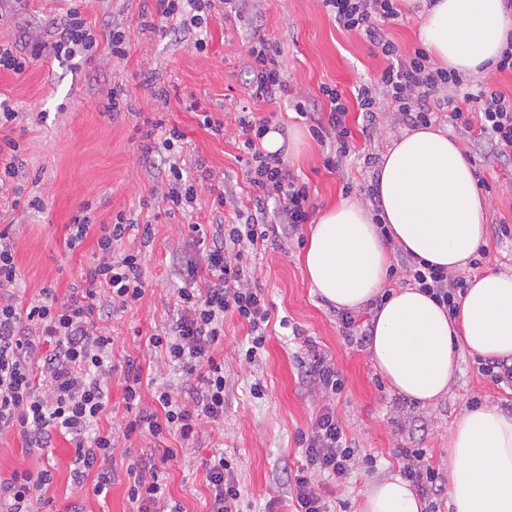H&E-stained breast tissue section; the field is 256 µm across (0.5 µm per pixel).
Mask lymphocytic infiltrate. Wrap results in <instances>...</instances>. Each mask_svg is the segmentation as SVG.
I'll list each match as a JSON object with an SVG mask.
<instances>
[{"mask_svg": "<svg viewBox=\"0 0 512 512\" xmlns=\"http://www.w3.org/2000/svg\"><path fill=\"white\" fill-rule=\"evenodd\" d=\"M84 0H70L65 12L53 18L46 35H36L28 23L18 22L11 37L0 38V71L16 75L47 54L73 57L92 51L97 37L83 15ZM216 0H155L153 11H142L144 29L201 27L203 9ZM338 25L362 32L389 59L374 86H360L357 93L364 112L362 132L372 136L378 117L373 109L374 90H382L396 106L399 123L409 127L429 125L436 116L435 103L450 105L453 125L472 133L478 151L502 163L512 162V101L494 90L463 92L464 79L454 71L433 68L421 49L413 55L400 53L385 38L380 21L395 19V0H322ZM245 81L252 99L272 101L288 92L280 51L265 39L252 42L246 58ZM323 93L330 102L326 112L298 101L300 117L310 119L319 142L334 140V154L326 156L327 169H337L351 151V130L346 124L348 108L341 93L332 87ZM470 102V110L454 104L455 95ZM271 125L266 117L248 112L239 121V135L249 158L246 179L254 190L240 201L232 187L219 190L212 202L216 215L233 210L237 221L217 226L203 260L178 254L174 262L183 285L176 291L170 321L161 333L150 336V345L161 352L165 366L178 371L179 387L159 386L156 406L142 403V368L127 362L124 396L137 406L134 418L124 426L102 431L97 422L108 406V382L112 377V339L104 323L112 313L142 301L146 282L142 253H115V242L140 232L150 239V225L135 226L124 215L110 224L96 223L91 206H83L67 226L66 243L76 248L89 235H96V261L81 273L66 300L44 287L30 303L19 302L15 289L21 280L8 230L0 231V433L18 429L30 452L50 447L54 434L70 436L77 467V486L91 484L101 492L117 476L114 451L133 435L159 441L178 435L189 445L203 422L224 418V361L215 355L224 340V318L234 315L248 327L247 361H255L263 349L270 323L268 304L262 292L251 288L252 258L258 250L275 245L295 233L310 217L308 191L290 173L281 154L265 153L261 139ZM17 138H0V190L13 194L12 209L41 210L43 200L24 194ZM202 171L200 178L186 175L178 163H169L158 194L166 211H187L197 198V180H213ZM276 204V221L267 223L269 204ZM399 266L421 290L429 293L449 314H456L457 295L463 292V277L449 276L444 269L421 264L411 256L399 258ZM303 463L293 476L294 512H328L324 495L315 488L313 475L346 477L354 465L355 450L347 444L344 430L330 407H323L310 432L301 438ZM178 449L147 453L128 465L129 499L136 512H181L166 496L161 465L177 458ZM214 496L210 512H239L241 490L230 460L215 457L206 471ZM49 471L13 472L0 480V512H43Z\"/></svg>", "mask_w": 512, "mask_h": 512, "instance_id": "obj_1", "label": "lymphocytic infiltrate"}]
</instances>
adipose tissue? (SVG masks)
Masks as SVG:
<instances>
[{"mask_svg":"<svg viewBox=\"0 0 512 512\" xmlns=\"http://www.w3.org/2000/svg\"><path fill=\"white\" fill-rule=\"evenodd\" d=\"M419 39L435 67L480 75L495 66L512 15L504 0H428ZM371 200L345 199L310 228L303 263L312 288L339 310L380 298L368 345L378 373L406 400L431 405L447 393L462 352L512 357V273L470 279L456 318L418 286L388 288L394 250L464 269L487 243L488 202L463 145L435 127L394 137ZM452 512H512V415L468 408L448 433ZM412 486L394 475L371 484L362 512H422Z\"/></svg>","mask_w":512,"mask_h":512,"instance_id":"adipose-tissue-1","label":"adipose tissue"}]
</instances>
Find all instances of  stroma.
Instances as JSON below:
<instances>
[{"mask_svg":"<svg viewBox=\"0 0 512 512\" xmlns=\"http://www.w3.org/2000/svg\"><path fill=\"white\" fill-rule=\"evenodd\" d=\"M64 6V0H5L0 6V36L14 34L15 14L34 16L44 27ZM141 10L140 0H86L84 5L85 16L98 31L125 32L124 60L113 61L103 42L89 60L50 54L22 76L0 72V95L34 119L23 139L22 183L45 203L39 213L0 210V229L9 228L23 274L17 290L20 299L30 300L43 287L66 299L81 270L92 263L95 237L74 250L65 243L70 219L84 202L96 204L98 221L108 224L122 213L152 227L150 242L129 237L117 244L121 251H143L146 293L141 304L115 312L106 323L115 370L108 384L109 407L99 423L104 431L119 427L131 415L121 372L126 361L143 369L145 402H152L156 384H179V375L165 368L148 338L166 326L174 291L182 285L172 263L173 250L182 246L202 253L189 226H209L216 219L211 210L214 194L206 186L199 189L192 213L168 214L155 203L162 174L141 160L137 133L156 107L152 87L169 90L165 119L184 135L181 158L187 167L204 162L215 174L224 175L243 198L252 189L238 160L242 106L271 118L277 128L305 131L299 153L285 155L284 160L306 183L314 218L342 199L367 197L375 171L368 157H380L402 130L390 100L383 99L377 105V132L364 139L356 91L379 78L389 61L363 34L339 27L321 0H258L256 9L241 18L212 10L202 49L192 30H141ZM257 37L281 49L288 76L286 97L253 102L243 88L247 49ZM114 83L121 85L134 111L111 121L99 111L98 97L102 87ZM325 86L342 92L356 147L342 168L333 171L323 164L328 149L311 135L310 120L292 107L293 101L302 99L329 110L330 102L321 92ZM196 103L223 122V131L202 125L192 109ZM41 113L47 116L42 123L36 120ZM437 125L466 143L469 160L489 184L487 225L512 226V166L485 159L469 147V134L451 127L446 117H439ZM308 235V225H301L297 235L256 260L251 285L262 290L271 314L265 349L256 361L246 362L242 355L248 340L246 324L234 316L224 320V341L216 349L224 358V420L203 424L197 445L170 461L165 470L168 494L185 512H208L213 494L205 470L218 453L234 464L240 512H290L287 473L302 460L299 436L310 431L326 405L334 409L357 451L346 479H315L332 512H361L371 483L403 474L410 466L433 468L440 479H447L448 431L464 409L485 405L512 414V390L483 376L479 357L467 353L448 393L434 405L410 406L392 394L366 345L346 339L339 311L311 288L302 263ZM311 345L330 360L342 381L341 392L333 398L322 397L302 379L301 364ZM257 382L266 388L259 399L250 393ZM147 446V440L139 439L116 449L119 474L96 495L72 482L75 450L68 437L56 435L50 448L32 454L21 434L12 430L0 434V477L10 478L16 470L49 471L53 480L47 512H71L77 504L82 512H133L124 470ZM408 448L423 449V457H405Z\"/></svg>","mask_w":512,"mask_h":512,"instance_id":"35a3bbf8","label":"stroma"}]
</instances>
